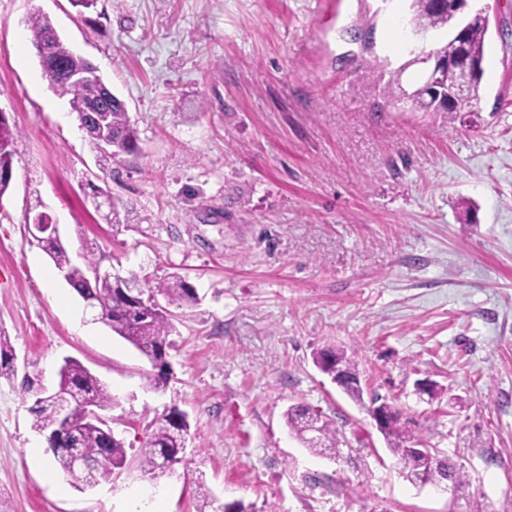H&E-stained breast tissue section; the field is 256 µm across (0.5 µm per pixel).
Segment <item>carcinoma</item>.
Here are the masks:
<instances>
[{
	"instance_id": "1",
	"label": "carcinoma",
	"mask_w": 512,
	"mask_h": 512,
	"mask_svg": "<svg viewBox=\"0 0 512 512\" xmlns=\"http://www.w3.org/2000/svg\"><path fill=\"white\" fill-rule=\"evenodd\" d=\"M409 22L418 31L444 28L448 23V13L446 9L437 7L434 0H411ZM28 29L31 42L41 60L43 75L60 96L68 98L72 111L87 115L104 110L101 125H87L85 134L89 140L96 142L106 129L117 143V151L128 152L135 147L138 134L128 112L115 97L112 98L111 106L102 104L97 78L89 79L79 90L61 78L63 71L89 72L93 69L92 63L67 47L46 16L39 13L32 15L28 19ZM487 29L488 23L480 16L475 15L469 21L467 43L478 69V75L472 82L473 100L479 96ZM19 134L16 126L0 124V145L9 148L6 153H0V166L12 161L13 151L10 147ZM40 245L57 268L67 270L69 286L86 303L101 300L112 305V315L106 325L113 334L129 342L152 363L162 356L166 338L172 329L171 318L158 304L145 308L133 307L130 302L131 289L143 287L142 279L137 273L132 272L118 282L110 274H93L96 268L93 261H87L83 267L72 264L60 241H42ZM147 292L152 296L162 295L171 301H196L194 289L180 276H171L153 286L149 285ZM316 358L323 362L339 360L349 376L345 392L355 400L361 399L362 388L353 359L333 349L317 353ZM59 375L58 390L43 399H37L32 408L35 416L34 427L42 432L54 431L61 412H67L70 428L58 433L55 443L54 456L60 470L65 475H70V449L78 448L94 465L93 479L97 482L104 480L110 476L112 470L125 465L127 453L124 443L109 427L102 425L86 412L85 406L75 398L73 390L80 389L89 394L99 410L112 407V395L94 374L75 359L65 360ZM285 422L290 434L312 452L327 455L336 451L339 443L336 428L321 419V415L312 416L302 407H291L285 413ZM187 431V419L178 422L170 414L165 416L151 433L142 453L141 466L147 471L156 472V460L160 455L171 458L176 464L181 463L184 454L182 445ZM383 435L394 454L404 461L406 468L420 469L430 485L437 486L444 480L460 479V473L447 459L439 456L436 449L426 448L421 455L413 453L414 447L422 444V441L401 421L400 412H395L383 430Z\"/></svg>"
}]
</instances>
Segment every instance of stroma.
<instances>
[{"instance_id": "obj_1", "label": "stroma", "mask_w": 512, "mask_h": 512, "mask_svg": "<svg viewBox=\"0 0 512 512\" xmlns=\"http://www.w3.org/2000/svg\"><path fill=\"white\" fill-rule=\"evenodd\" d=\"M489 27L479 97L401 102L406 0H0V109L21 135L0 194V512H512V0ZM96 65L135 122L106 157L42 75L32 14ZM374 27L365 52L351 31ZM40 213L75 262L185 277L168 381L94 320L27 233ZM355 360L361 400L313 361ZM116 400L127 464L93 488L59 470L31 408L65 358ZM382 396L465 477L407 478L372 420ZM292 406L341 439L313 454ZM189 421L175 471L139 465L170 408Z\"/></svg>"}]
</instances>
